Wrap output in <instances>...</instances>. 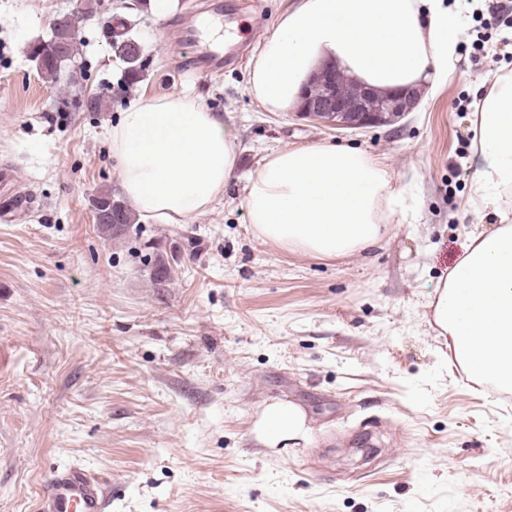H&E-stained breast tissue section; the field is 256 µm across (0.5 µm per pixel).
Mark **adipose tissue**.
<instances>
[{
    "instance_id": "obj_1",
    "label": "adipose tissue",
    "mask_w": 512,
    "mask_h": 512,
    "mask_svg": "<svg viewBox=\"0 0 512 512\" xmlns=\"http://www.w3.org/2000/svg\"><path fill=\"white\" fill-rule=\"evenodd\" d=\"M459 9L444 0H298L259 45L250 89L266 111L295 109L317 69L340 63L378 91L414 86L434 94L453 67ZM480 169L472 192L499 224L472 232L463 256L430 296L428 322L477 384L512 391V80L476 114ZM121 190L140 215L180 224L205 211L232 181L234 134L222 116L173 93L127 112L111 130ZM392 171L336 144L286 149L249 181L245 205L255 237L317 258L347 257L378 244L397 213ZM252 434L268 448L307 432L293 403L268 404Z\"/></svg>"
}]
</instances>
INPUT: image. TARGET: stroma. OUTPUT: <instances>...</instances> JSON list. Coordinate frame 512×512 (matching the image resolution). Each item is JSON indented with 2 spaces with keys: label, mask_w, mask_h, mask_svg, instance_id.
Masks as SVG:
<instances>
[{
  "label": "stroma",
  "mask_w": 512,
  "mask_h": 512,
  "mask_svg": "<svg viewBox=\"0 0 512 512\" xmlns=\"http://www.w3.org/2000/svg\"><path fill=\"white\" fill-rule=\"evenodd\" d=\"M0 0V167L16 170L33 211L0 217V512H35L49 473L80 465L105 483L109 512H512V394L442 363L427 297L478 224L475 114L507 76L502 31L481 58L482 24L463 4L458 64L399 122L342 129L268 112L251 64L188 72L175 28L218 0ZM238 40L258 46L292 0H258ZM76 15L77 54L58 81L29 61L54 19ZM123 20L141 45L124 81L108 39ZM183 93L222 113L239 164L222 198L185 224L138 219L112 240L92 199L121 197L110 131L131 106ZM91 94L107 106L84 110ZM358 148L389 166L403 201L389 233L335 259L257 239L245 196L274 153ZM186 243L173 280L154 284L147 241ZM280 400L308 431L285 448L251 428Z\"/></svg>",
  "instance_id": "obj_1"
}]
</instances>
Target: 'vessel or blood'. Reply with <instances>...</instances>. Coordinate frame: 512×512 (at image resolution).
<instances>
[{"label": "vessel or blood", "instance_id": "obj_1", "mask_svg": "<svg viewBox=\"0 0 512 512\" xmlns=\"http://www.w3.org/2000/svg\"><path fill=\"white\" fill-rule=\"evenodd\" d=\"M180 41L193 51L192 64H206L212 74H220L223 67L239 65L249 54L246 45L228 42L226 47L201 42L190 26L181 30ZM11 172H0V198L9 211L25 212L32 206L29 195L14 188ZM108 500L105 484L96 475L81 466L54 470L43 485L37 512H106Z\"/></svg>", "mask_w": 512, "mask_h": 512}]
</instances>
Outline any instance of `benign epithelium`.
<instances>
[{
	"instance_id": "7a95c632",
	"label": "benign epithelium",
	"mask_w": 512,
	"mask_h": 512,
	"mask_svg": "<svg viewBox=\"0 0 512 512\" xmlns=\"http://www.w3.org/2000/svg\"><path fill=\"white\" fill-rule=\"evenodd\" d=\"M420 103L414 89L382 95L348 79L340 68L318 75L303 91L297 115L315 117L336 127L365 128L390 125Z\"/></svg>"
}]
</instances>
